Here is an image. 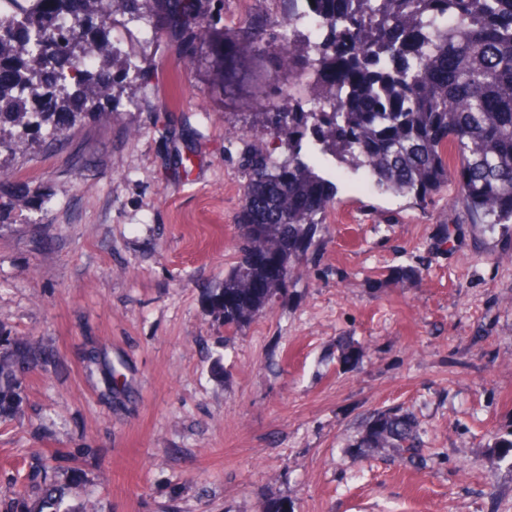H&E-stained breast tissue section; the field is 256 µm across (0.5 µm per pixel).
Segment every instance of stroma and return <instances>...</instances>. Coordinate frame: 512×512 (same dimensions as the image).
<instances>
[{
	"instance_id": "35a3bbf8",
	"label": "stroma",
	"mask_w": 512,
	"mask_h": 512,
	"mask_svg": "<svg viewBox=\"0 0 512 512\" xmlns=\"http://www.w3.org/2000/svg\"><path fill=\"white\" fill-rule=\"evenodd\" d=\"M151 81L156 111L82 119L0 181V330L55 354L0 423V512L31 479L95 512H512V224L321 156L335 203L287 293L226 328L243 180L224 132L252 107L197 68ZM385 409L416 420L418 455L360 452Z\"/></svg>"
}]
</instances>
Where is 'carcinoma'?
I'll return each instance as SVG.
<instances>
[{
	"label": "carcinoma",
	"instance_id": "1",
	"mask_svg": "<svg viewBox=\"0 0 512 512\" xmlns=\"http://www.w3.org/2000/svg\"><path fill=\"white\" fill-rule=\"evenodd\" d=\"M23 19L0 16V155L21 140L40 146L70 136L105 103L152 110L148 77L156 58L111 39L136 27L173 65L190 54L217 70L220 95L243 92L245 59L226 49L247 42L249 58L278 62L289 48L288 82L267 75L280 104L242 127L243 202L237 221L241 260L216 297L224 326L238 329L288 282L270 278L264 253L284 268L324 223L331 183L302 157V141L364 169L381 190L415 201L456 180L475 224H512V0H313L325 37L314 41L296 0H278L228 33L218 28L213 0H44ZM286 12L291 24L278 19ZM448 19L459 25L450 26ZM205 26L210 40L196 43ZM263 128L280 153L254 133ZM50 362L47 350L21 338L0 339V420L21 406L20 375ZM418 426L398 410L366 422L360 451L404 448L415 456ZM37 512H88L52 485L37 489Z\"/></svg>",
	"mask_w": 512,
	"mask_h": 512
}]
</instances>
